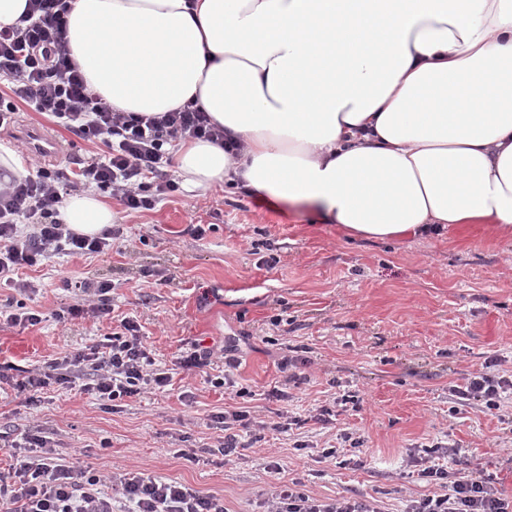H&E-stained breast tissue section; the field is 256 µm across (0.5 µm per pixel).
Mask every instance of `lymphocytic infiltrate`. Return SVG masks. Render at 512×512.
Instances as JSON below:
<instances>
[{
  "label": "lymphocytic infiltrate",
  "instance_id": "lymphocytic-infiltrate-1",
  "mask_svg": "<svg viewBox=\"0 0 512 512\" xmlns=\"http://www.w3.org/2000/svg\"><path fill=\"white\" fill-rule=\"evenodd\" d=\"M69 11V0H30L19 25L0 28V80L8 83L7 93L0 96V126L12 123L24 105L50 114L59 127L106 148L105 154L71 167L40 165L23 180L0 183V284L24 297L35 294L37 285L23 278L22 270L56 255L109 251L123 235L117 224L95 237L71 232L58 219L66 186L77 183L119 197L130 215L151 210L177 189L168 176L171 157L166 144L180 137L224 140L223 130L190 104L153 117L113 111L90 91L71 59ZM78 290L84 304L54 311L57 323L64 325L84 314L98 323L110 319L111 282L82 283ZM219 358L226 374L236 370L232 348L199 342L176 357L173 368L157 365L140 324L125 317L98 344L26 370L15 387L35 404L51 386L75 385L73 373L79 370L85 377L81 392L115 402L165 392L175 370L200 372ZM511 389L512 379L479 373L468 377L456 393L459 399L493 411L500 408L502 393ZM210 423L224 436L208 452L227 460L243 445L261 442L266 428L281 433L289 429L288 421L269 425L246 410L212 414ZM0 443L14 450L13 463L0 470V512H116L117 494L124 501L123 512H228L223 497L171 479L121 469L104 476L91 466L67 461L46 431L37 427L18 436L0 430ZM417 475L445 492L409 500L404 512H512V498L479 468L450 471L427 466ZM266 506V512H380L375 498H320L295 480L280 482Z\"/></svg>",
  "mask_w": 512,
  "mask_h": 512
}]
</instances>
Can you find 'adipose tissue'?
<instances>
[{
    "instance_id": "adipose-tissue-1",
    "label": "adipose tissue",
    "mask_w": 512,
    "mask_h": 512,
    "mask_svg": "<svg viewBox=\"0 0 512 512\" xmlns=\"http://www.w3.org/2000/svg\"><path fill=\"white\" fill-rule=\"evenodd\" d=\"M71 57L116 112L196 104L236 153L180 139L183 185L307 207L355 239L512 236V0H74ZM59 219L118 220L87 189Z\"/></svg>"
}]
</instances>
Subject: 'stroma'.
<instances>
[{"label": "stroma", "instance_id": "35a3bbf8", "mask_svg": "<svg viewBox=\"0 0 512 512\" xmlns=\"http://www.w3.org/2000/svg\"><path fill=\"white\" fill-rule=\"evenodd\" d=\"M18 119L56 129L67 146L59 165L101 152L48 114L24 108ZM122 222L112 251L55 256L32 270L39 291L29 306L47 319L28 328L1 321L0 365L13 381L96 343L91 319L63 327L50 314L78 301L64 281H108L116 314L139 321L159 362L198 339L238 340L232 387H212L216 367L112 409L57 387L29 404L11 381L0 385V428H42L60 452L102 475L122 468L180 481L222 496L230 512H263L289 479L322 497L371 496L381 512H403L407 500L437 490L415 473L424 459L480 464L512 495V393L493 412L451 393L484 370L512 377L511 239L454 224L423 237L353 240L307 210L226 187L204 197L179 190ZM158 272L165 282L155 281ZM301 355L306 384L273 398L286 378L283 360ZM349 395L359 409L345 405ZM242 406L269 422L286 412L303 423L267 432L229 462L205 454L221 435L210 415ZM323 406L335 411L327 425L315 419ZM345 432L363 446H344ZM438 441L458 448L457 457H425L424 446ZM192 448L202 449L199 461L186 460ZM327 448L347 464L323 458ZM270 455L279 472L267 469Z\"/></svg>", "mask_w": 512, "mask_h": 512}]
</instances>
